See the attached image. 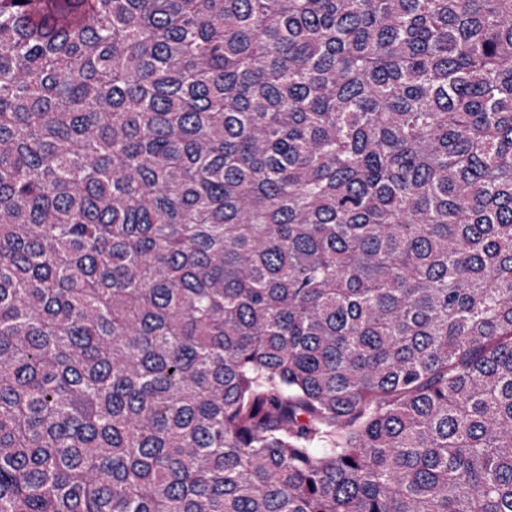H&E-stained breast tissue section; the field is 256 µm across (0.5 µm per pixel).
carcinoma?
Listing matches in <instances>:
<instances>
[{
  "label": "carcinoma",
  "mask_w": 512,
  "mask_h": 512,
  "mask_svg": "<svg viewBox=\"0 0 512 512\" xmlns=\"http://www.w3.org/2000/svg\"><path fill=\"white\" fill-rule=\"evenodd\" d=\"M0 512H512V0H0Z\"/></svg>",
  "instance_id": "cac0c4a2"
}]
</instances>
